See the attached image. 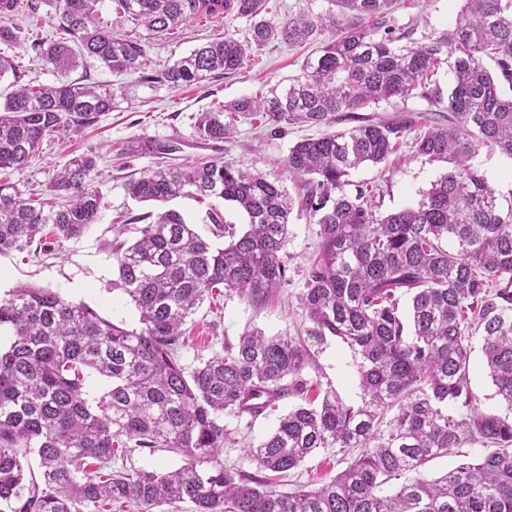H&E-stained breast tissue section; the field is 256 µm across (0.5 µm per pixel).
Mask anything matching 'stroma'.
I'll return each instance as SVG.
<instances>
[{
    "label": "stroma",
    "instance_id": "obj_1",
    "mask_svg": "<svg viewBox=\"0 0 512 512\" xmlns=\"http://www.w3.org/2000/svg\"><path fill=\"white\" fill-rule=\"evenodd\" d=\"M461 0H397L394 16L399 25L412 29L415 39L448 28L454 21ZM50 6L36 9L20 6L11 16L10 25L22 29L23 43H0V53L20 57L23 82L53 85L74 80L122 87L115 108L100 116L98 122L70 136L45 138L37 154L20 171H5L0 178L18 184L27 193L49 198L52 177L78 155L94 152L100 157L96 185L102 199L95 224L77 239L51 245L48 251L11 252L0 255V298H6L22 285L58 292L64 299L86 305L101 317L132 329L139 314L121 291L112 287L116 270L112 264V226L128 216L147 212V205L132 200L125 185L144 172L165 164L183 167L197 159L222 158L239 167L257 169L268 178L287 186L291 195H300V183L289 174L284 160L290 147L304 137L323 134V127L300 124L275 129L259 113H240L228 139L205 142L196 134L199 114L217 104H227L242 97L265 92L270 85L287 82L299 74L306 57L315 52V44L291 46L275 41L253 51L240 72L230 78L216 77L197 85L171 89L160 84L139 82L137 74L116 75L93 58L80 60L78 66L61 72L43 61L30 47V40L52 38L56 21ZM250 23L233 14L224 17L193 15L175 34L150 38L149 57L155 69L187 55L200 44L231 32L246 38ZM137 139L174 142L179 150L168 158L132 154L128 147ZM446 169L440 162L428 163L414 157L409 144H402L385 163L366 165L353 171L351 180L359 187H376L379 210L386 213L417 205L430 184ZM318 225L308 216L292 214L286 247L288 281L263 303L252 304L234 294H217L206 299L185 326L186 345L181 362L194 368L201 361L222 352L225 343L235 342L244 331L260 329L269 336L304 337L314 362L306 374L313 386L334 389L348 405L361 402V390L349 349L334 339L317 342L310 338V324L297 304L305 283L307 260L317 241ZM294 398L278 402L274 410L257 419L238 423V441L224 447L226 465L252 471L241 440L259 442L276 427L280 415L293 407ZM343 468L335 452L322 451L309 458L286 481L285 490L313 489L321 486Z\"/></svg>",
    "mask_w": 512,
    "mask_h": 512
}]
</instances>
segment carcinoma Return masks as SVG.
<instances>
[{"label":"carcinoma","instance_id":"carcinoma-1","mask_svg":"<svg viewBox=\"0 0 512 512\" xmlns=\"http://www.w3.org/2000/svg\"><path fill=\"white\" fill-rule=\"evenodd\" d=\"M19 0H0V43L22 36L4 25ZM60 37L33 49L57 69L90 56L116 74L180 89L210 76L228 78L254 50L320 38L288 84L200 114L197 133L222 142L224 114L261 112L273 124L320 125L336 114L356 125L296 142L284 164L304 182L294 198L257 169L216 158L158 168L126 184L137 202L222 199L242 210L247 229L207 211L213 235L202 237L174 209L127 218L130 244L112 243L118 272L112 288L139 311L127 329L57 292L20 286L0 300V512H84L126 504L153 512L188 501L193 512H512V193L504 195L476 163L481 150L512 159V0H463L452 27L424 42L393 16L395 0H327L324 13H301L278 27L262 17L265 0H113L115 13L150 34H167L186 16L234 13L249 36L232 33L192 50L162 70L150 68L149 43L115 35L98 22L100 0H47ZM491 59L497 74L483 58ZM453 83L443 89V68ZM118 89L81 81L23 85L0 108V170L21 169L51 135L90 127L112 111ZM420 98L446 112L414 132L411 110L381 119L356 113ZM414 134L416 155L448 164L417 205L382 213L373 190H348L362 165L386 162ZM172 146L149 139L130 152L165 155ZM98 156L81 154L56 173L50 188L68 197L59 209L24 197L0 181V254L77 239L95 223L101 194L93 185ZM294 212L319 226L308 258L300 309L312 337L332 336L353 353L361 404L346 405L332 389L308 399L311 354L304 341L247 331L224 353L188 371L179 352L186 321L209 295L225 290L252 303L287 281L283 258ZM410 299L408 320L399 299ZM504 414L480 410L470 388L473 340ZM88 376L107 389L85 390ZM289 410L274 432L243 448L256 472L224 466L235 430L225 419L257 418L286 397ZM478 444L482 454L438 479L424 468L453 448ZM129 448H164L182 457L165 473L122 464ZM358 449L322 486L294 492L271 487L313 454ZM39 460L31 470L28 455Z\"/></svg>","mask_w":512,"mask_h":512}]
</instances>
